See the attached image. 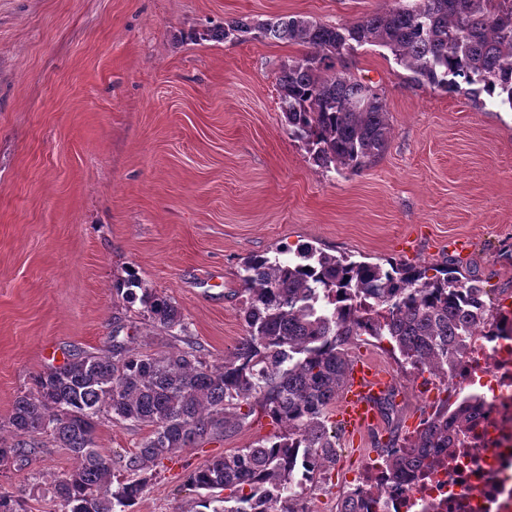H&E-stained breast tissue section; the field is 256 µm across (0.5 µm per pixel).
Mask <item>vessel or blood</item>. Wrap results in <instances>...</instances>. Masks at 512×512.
I'll return each mask as SVG.
<instances>
[{"mask_svg": "<svg viewBox=\"0 0 512 512\" xmlns=\"http://www.w3.org/2000/svg\"><path fill=\"white\" fill-rule=\"evenodd\" d=\"M392 386L391 377L369 359L353 357L335 418L348 438L358 439L375 426L378 412L374 401Z\"/></svg>", "mask_w": 512, "mask_h": 512, "instance_id": "1", "label": "vessel or blood"}]
</instances>
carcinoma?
Instances as JSON below:
<instances>
[{
	"label": "carcinoma",
	"mask_w": 512,
	"mask_h": 512,
	"mask_svg": "<svg viewBox=\"0 0 512 512\" xmlns=\"http://www.w3.org/2000/svg\"><path fill=\"white\" fill-rule=\"evenodd\" d=\"M253 30L306 48L278 73L280 108L291 136L326 168L360 172L391 139L384 98L351 72L358 46L389 49L419 84L452 91L459 77L481 83L512 109V0H416L337 27L300 16L256 25L235 19L207 37ZM289 253L283 246L273 256L245 258L246 333L220 365L207 363L192 345L174 354H138L115 334L111 354H73L38 374L14 403L10 438L0 435V470L48 437L73 459L50 486L59 512H132L163 459L226 436L259 412L278 430L191 472L188 486L205 491L192 512H305L294 488L336 463L328 407L343 389L353 340L388 338L411 366L443 374L471 351L493 310L479 277L447 266L429 278L421 268L350 261L313 246ZM115 291L140 302L152 323L185 331L179 307L141 281L127 279ZM477 406L472 395L451 407L444 400L412 440H389L395 477H408L432 448L460 447L457 424ZM104 417L150 428L122 481H113L112 458L97 445ZM216 489L226 491L221 509L213 506ZM0 512H23L21 500L0 488Z\"/></svg>",
	"instance_id": "cac0c4a2"
}]
</instances>
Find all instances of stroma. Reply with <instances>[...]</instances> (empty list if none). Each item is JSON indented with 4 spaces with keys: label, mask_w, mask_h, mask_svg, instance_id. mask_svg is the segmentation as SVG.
<instances>
[{
    "label": "stroma",
    "mask_w": 512,
    "mask_h": 512,
    "mask_svg": "<svg viewBox=\"0 0 512 512\" xmlns=\"http://www.w3.org/2000/svg\"><path fill=\"white\" fill-rule=\"evenodd\" d=\"M409 0H0V428L38 373L104 353L113 332L144 355L198 346L223 362L245 334L240 271L251 253L304 244L352 261L481 277L490 306L512 296V111L461 84L412 81L379 46L353 73L384 94L392 139L351 174L316 165L292 138L276 77L303 46L251 32L212 40L232 18L298 15L333 26ZM471 242L455 251L456 239ZM135 275L180 308L184 335L148 321L113 286ZM393 379L396 410L359 447L337 445L334 484L390 436L409 439L442 398L425 393L386 340L353 342ZM235 433L163 460L133 512H188L190 471L272 433ZM149 430L103 421L97 444L122 460ZM44 442L0 472L26 512H58L48 488L71 468Z\"/></svg>",
    "instance_id": "35a3bbf8"
}]
</instances>
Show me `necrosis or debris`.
<instances>
[{
	"instance_id": "necrosis-or-debris-1",
	"label": "necrosis or debris",
	"mask_w": 512,
	"mask_h": 512,
	"mask_svg": "<svg viewBox=\"0 0 512 512\" xmlns=\"http://www.w3.org/2000/svg\"><path fill=\"white\" fill-rule=\"evenodd\" d=\"M447 383L477 395L466 445L429 456L415 479L397 483L384 457L354 473L346 493L357 512H512V300L492 319Z\"/></svg>"
}]
</instances>
